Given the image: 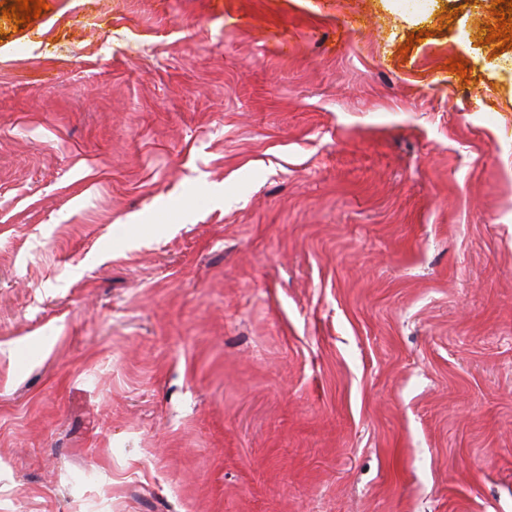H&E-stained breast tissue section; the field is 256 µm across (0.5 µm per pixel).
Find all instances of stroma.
Instances as JSON below:
<instances>
[{"mask_svg":"<svg viewBox=\"0 0 512 512\" xmlns=\"http://www.w3.org/2000/svg\"><path fill=\"white\" fill-rule=\"evenodd\" d=\"M45 2L0 16V512H512L493 0Z\"/></svg>","mask_w":512,"mask_h":512,"instance_id":"stroma-1","label":"stroma"}]
</instances>
